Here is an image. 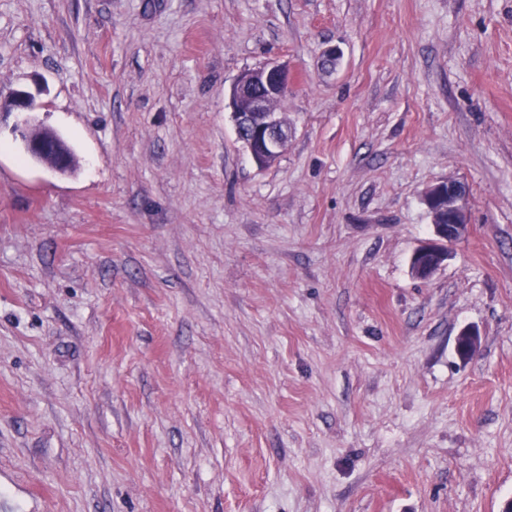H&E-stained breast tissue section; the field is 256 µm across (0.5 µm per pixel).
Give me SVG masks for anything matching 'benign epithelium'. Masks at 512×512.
<instances>
[{
	"label": "benign epithelium",
	"mask_w": 512,
	"mask_h": 512,
	"mask_svg": "<svg viewBox=\"0 0 512 512\" xmlns=\"http://www.w3.org/2000/svg\"><path fill=\"white\" fill-rule=\"evenodd\" d=\"M293 76L288 68L276 62L241 73L230 92V106L238 139L244 143L252 161L260 168L271 162V157L288 146L290 131L282 124L281 115L273 108L274 102L288 92ZM12 106L16 115L15 131L19 133L26 153L35 161L44 163L51 145L61 135L50 127L38 124L32 118L36 109L32 95L16 91ZM466 187L452 179L441 181L424 192V201L434 228V238L420 245L413 257L431 255L430 261L414 268V275L428 279L451 256V247L469 231ZM465 343L462 360L470 358L479 348V332L473 327L463 328L456 343Z\"/></svg>",
	"instance_id": "7a95c632"
}]
</instances>
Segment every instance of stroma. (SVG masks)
<instances>
[{
  "mask_svg": "<svg viewBox=\"0 0 512 512\" xmlns=\"http://www.w3.org/2000/svg\"><path fill=\"white\" fill-rule=\"evenodd\" d=\"M271 60L292 135L261 170L229 94ZM18 90L74 173L25 156ZM448 179L470 232L421 280L423 193ZM2 494L501 512L512 0H0Z\"/></svg>",
  "mask_w": 512,
  "mask_h": 512,
  "instance_id": "obj_1",
  "label": "stroma"
}]
</instances>
